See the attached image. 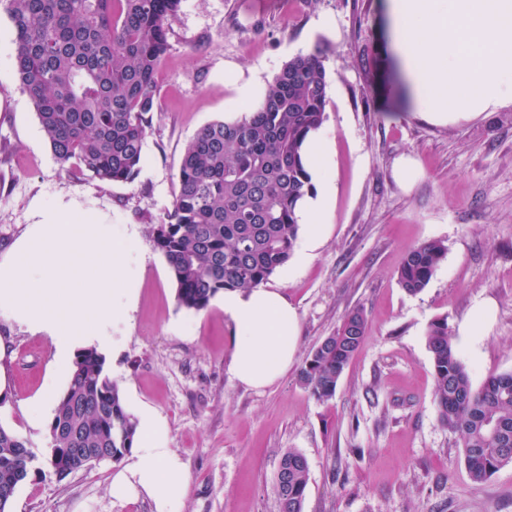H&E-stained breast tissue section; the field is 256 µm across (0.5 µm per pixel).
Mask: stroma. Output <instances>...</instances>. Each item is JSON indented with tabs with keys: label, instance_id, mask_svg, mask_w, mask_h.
Returning <instances> with one entry per match:
<instances>
[{
	"label": "stroma",
	"instance_id": "35a3bbf8",
	"mask_svg": "<svg viewBox=\"0 0 512 512\" xmlns=\"http://www.w3.org/2000/svg\"><path fill=\"white\" fill-rule=\"evenodd\" d=\"M181 0L157 80V110L144 161L131 183L67 173L19 89L14 30L0 11V255L43 207L94 214L112 234L136 237L134 309L119 317L124 338L105 372L131 414L161 416L189 487L181 512H275L282 452L309 463L304 512H512V464L474 484L456 435L433 403L426 334L444 318L450 332L477 303L495 320L478 350L460 347L473 385L512 371V105L453 124L422 118L393 50L390 0ZM324 50L327 119L314 134L325 159L313 180L332 193L323 234L303 263L269 280L298 310L292 364L253 389L228 370L235 326L222 297L202 311L181 308L164 256L149 236L177 190L185 144L205 124L233 121L244 100L259 102L286 63ZM418 164L403 184L401 158ZM438 239L448 251L429 284L411 295L397 271L407 250ZM365 340L335 397L317 401L298 375L312 350L354 309ZM10 351L0 360L7 389L0 426L26 440L37 461L49 453L51 414L41 397L62 394L45 334L0 313ZM361 456H354V449ZM120 463L106 461L58 479L31 472L9 512H151L146 497L111 494Z\"/></svg>",
	"mask_w": 512,
	"mask_h": 512
}]
</instances>
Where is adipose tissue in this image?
<instances>
[{
	"label": "adipose tissue",
	"instance_id": "obj_1",
	"mask_svg": "<svg viewBox=\"0 0 512 512\" xmlns=\"http://www.w3.org/2000/svg\"><path fill=\"white\" fill-rule=\"evenodd\" d=\"M224 313L236 336L229 373L241 384L263 388L288 369L297 350L300 319L297 309L275 288L224 294ZM140 437L132 459L112 480L114 497L146 496L153 512H180L188 488V472L168 446L164 422L151 413L140 415Z\"/></svg>",
	"mask_w": 512,
	"mask_h": 512
}]
</instances>
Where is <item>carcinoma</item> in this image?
<instances>
[{
    "instance_id": "cac0c4a2",
    "label": "carcinoma",
    "mask_w": 512,
    "mask_h": 512,
    "mask_svg": "<svg viewBox=\"0 0 512 512\" xmlns=\"http://www.w3.org/2000/svg\"><path fill=\"white\" fill-rule=\"evenodd\" d=\"M181 0H0L15 32L19 86L33 106L62 168L104 183H131L143 163L146 129L157 109V76L168 53L169 20ZM330 83L321 53L299 54L269 83L261 104L232 122L206 124L186 144L167 219L150 227L170 268L177 304L206 309L224 290H249L283 267L298 239L299 202L311 189L304 147L327 119ZM447 247L429 240L408 249L398 283L417 294L443 262ZM355 309L313 350L302 386L331 400L365 339ZM439 421L458 435L475 484L512 464V372L472 386L447 319L427 332ZM105 357L81 350L50 424L49 468L61 479L95 465L71 448L130 453L137 421L104 372ZM26 442L0 426V512L29 476ZM275 480L276 512H303L307 458L283 452Z\"/></svg>"
}]
</instances>
